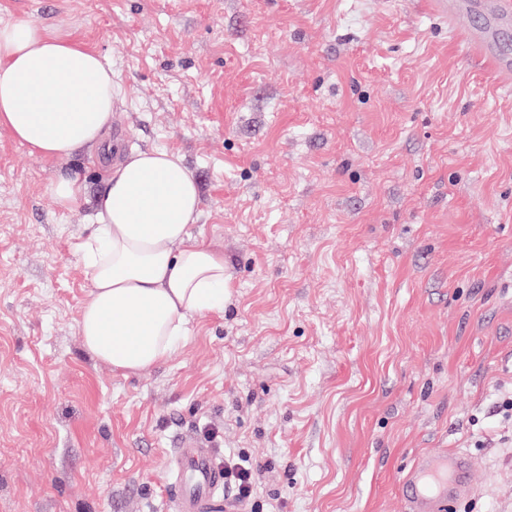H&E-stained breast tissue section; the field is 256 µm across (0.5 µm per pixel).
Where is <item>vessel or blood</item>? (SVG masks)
Returning a JSON list of instances; mask_svg holds the SVG:
<instances>
[{"label": "vessel or blood", "mask_w": 512, "mask_h": 512, "mask_svg": "<svg viewBox=\"0 0 512 512\" xmlns=\"http://www.w3.org/2000/svg\"><path fill=\"white\" fill-rule=\"evenodd\" d=\"M434 8L448 20L474 13L482 22L462 32L464 41L502 78L512 77V43L502 38L512 26V0H434ZM170 492L176 512H228L224 471L212 449L190 434L179 436L170 462ZM472 460L461 451L421 457L401 484L408 512H436L473 491Z\"/></svg>", "instance_id": "1"}]
</instances>
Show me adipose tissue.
Returning <instances> with one entry per match:
<instances>
[{"label": "adipose tissue", "mask_w": 512, "mask_h": 512, "mask_svg": "<svg viewBox=\"0 0 512 512\" xmlns=\"http://www.w3.org/2000/svg\"><path fill=\"white\" fill-rule=\"evenodd\" d=\"M112 70L81 40L34 22L0 28V125L49 160L105 144ZM198 183L180 156L133 152L110 169L101 217L82 246L91 287L81 309L86 350L136 373L165 361L191 316L220 313L230 289L224 255L190 230Z\"/></svg>", "instance_id": "adipose-tissue-1"}]
</instances>
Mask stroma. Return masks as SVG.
<instances>
[{
    "label": "stroma",
    "instance_id": "stroma-1",
    "mask_svg": "<svg viewBox=\"0 0 512 512\" xmlns=\"http://www.w3.org/2000/svg\"><path fill=\"white\" fill-rule=\"evenodd\" d=\"M431 2L0 0L111 66L123 151L183 157L231 277L161 364L94 358L79 246L112 150L0 127V512H175L186 432L260 464L243 512H403L455 448L458 512H512V79ZM49 190L59 207L69 209L79 201L85 187L78 178L62 174L51 184ZM471 457L455 452L421 457L401 484L408 512H433L473 492Z\"/></svg>",
    "mask_w": 512,
    "mask_h": 512
}]
</instances>
